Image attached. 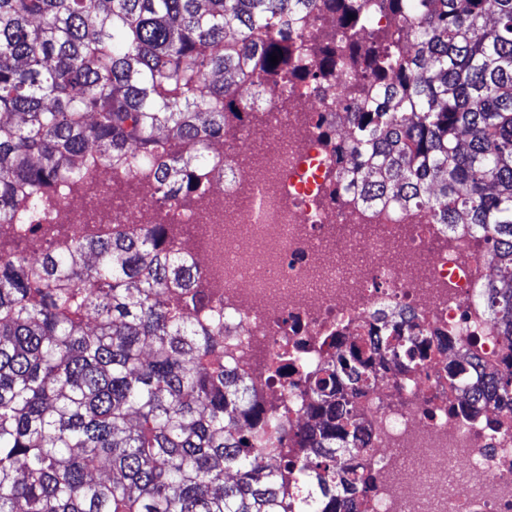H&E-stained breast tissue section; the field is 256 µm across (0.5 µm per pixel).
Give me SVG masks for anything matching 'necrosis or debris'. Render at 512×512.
<instances>
[{
  "label": "necrosis or debris",
  "mask_w": 512,
  "mask_h": 512,
  "mask_svg": "<svg viewBox=\"0 0 512 512\" xmlns=\"http://www.w3.org/2000/svg\"><path fill=\"white\" fill-rule=\"evenodd\" d=\"M335 81L297 87L291 109L266 107L262 165L238 141L210 151L219 170L186 210L163 197L153 174L94 170L36 214L38 224H178L190 229V262L202 265L210 315L224 322V359L246 377L264 411L291 439L315 426L305 379L324 373L357 339L371 344L366 384L337 381L352 402L369 476L353 512H512V396L471 411L469 381L512 369V336L486 313L494 262L467 230H450L398 205L366 206L337 190L336 157L318 127L336 111ZM137 178L138 200L115 184ZM397 327L415 334L417 363L377 341Z\"/></svg>",
  "instance_id": "obj_1"
}]
</instances>
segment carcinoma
Masks as SVG:
<instances>
[{"mask_svg": "<svg viewBox=\"0 0 512 512\" xmlns=\"http://www.w3.org/2000/svg\"><path fill=\"white\" fill-rule=\"evenodd\" d=\"M315 11L334 32L310 65L288 18ZM332 76L346 115L324 136L352 123L336 183L480 236L499 271L486 307L512 325V0H0V225L116 161L185 204L249 90L286 100ZM175 236L85 228L0 255V512H341L363 495L352 406L329 392L367 381L363 349L308 383L323 420L295 441L306 457L261 465L278 420L224 362ZM413 342L382 336L409 362Z\"/></svg>", "mask_w": 512, "mask_h": 512, "instance_id": "carcinoma-1", "label": "carcinoma"}]
</instances>
